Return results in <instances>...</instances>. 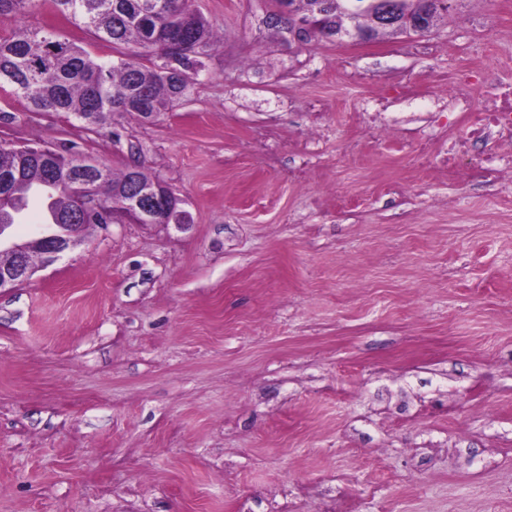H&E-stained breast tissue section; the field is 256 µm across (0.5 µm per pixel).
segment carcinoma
I'll return each instance as SVG.
<instances>
[{"mask_svg": "<svg viewBox=\"0 0 512 512\" xmlns=\"http://www.w3.org/2000/svg\"><path fill=\"white\" fill-rule=\"evenodd\" d=\"M112 45L118 56L109 62L94 59L61 35L21 28L0 36V82L13 87L30 112H62L97 127L116 112L144 120L148 113L169 112L188 97L189 73L183 64L160 71L158 60L175 48L214 45L209 24L190 8L188 0H0V18L28 12L43 3ZM288 0L296 18L310 24L309 32L330 39L336 29L353 25L371 38L395 33L378 27L372 16L386 6L406 16L411 0ZM155 180L136 164L115 174L109 169L55 149L0 144V225L14 224L26 192L35 185L50 189L51 232L61 224L131 222L120 212L134 186L150 190ZM96 197L87 207L84 193Z\"/></svg>", "mask_w": 512, "mask_h": 512, "instance_id": "cac0c4a2", "label": "carcinoma"}]
</instances>
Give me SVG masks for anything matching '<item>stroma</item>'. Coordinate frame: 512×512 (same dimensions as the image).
<instances>
[{
    "label": "stroma",
    "instance_id": "1",
    "mask_svg": "<svg viewBox=\"0 0 512 512\" xmlns=\"http://www.w3.org/2000/svg\"><path fill=\"white\" fill-rule=\"evenodd\" d=\"M187 101L89 130L0 89V139L190 218L90 227L0 292V512H512V173L448 175L438 93L512 67V0L368 43L192 0ZM111 47L50 5L0 18Z\"/></svg>",
    "mask_w": 512,
    "mask_h": 512
}]
</instances>
